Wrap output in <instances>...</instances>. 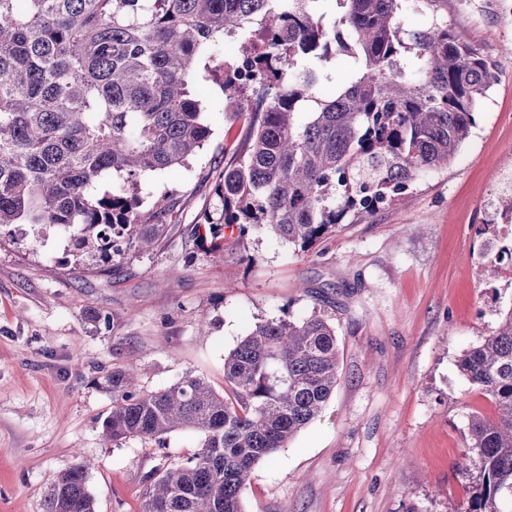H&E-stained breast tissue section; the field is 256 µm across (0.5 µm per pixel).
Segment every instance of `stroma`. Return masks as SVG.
I'll return each mask as SVG.
<instances>
[{
    "mask_svg": "<svg viewBox=\"0 0 512 512\" xmlns=\"http://www.w3.org/2000/svg\"><path fill=\"white\" fill-rule=\"evenodd\" d=\"M456 35L492 63L494 84L448 168L373 214H348L306 252L252 229L254 262L212 250L224 152L244 121L224 114L223 42L193 80L212 135L188 166L141 175L170 225L150 251L124 247L107 273L64 265L67 242L20 227L0 241V512H45L61 472L88 465L96 512H141L156 474L199 447L193 429L110 442L107 378L130 368L156 391L186 374L224 389V358L257 325L319 314L335 325L336 390L320 415L259 462L244 512H457L470 417L495 407L457 367L496 325L512 286L482 249L512 171V0H448Z\"/></svg>",
    "mask_w": 512,
    "mask_h": 512,
    "instance_id": "obj_1",
    "label": "stroma"
}]
</instances>
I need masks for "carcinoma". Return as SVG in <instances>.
<instances>
[{
  "mask_svg": "<svg viewBox=\"0 0 512 512\" xmlns=\"http://www.w3.org/2000/svg\"><path fill=\"white\" fill-rule=\"evenodd\" d=\"M341 11L329 12V2ZM411 11L428 16L406 26ZM255 18L270 31L250 65L270 90L248 111V90L224 70V112L248 126L245 150L215 187L221 221L214 248L248 251L262 226L303 252L350 212L372 214L448 167L489 96L488 60L448 28V0H0V241L25 225L38 236L69 229L75 265L112 261L115 242L157 243L170 206L143 208L129 184L185 165L211 129L191 79L218 39ZM348 80L320 97L291 71L327 58L337 36ZM459 369L494 402L469 424L458 470L460 512H512V306L463 352ZM336 328L319 315L257 325L224 358V393L187 375L160 391L135 374L108 377L112 441L204 434L186 464L156 476L142 512H242L253 467L314 420L336 389ZM88 466L63 472L45 512H95Z\"/></svg>",
  "mask_w": 512,
  "mask_h": 512,
  "instance_id": "cac0c4a2",
  "label": "carcinoma"
}]
</instances>
